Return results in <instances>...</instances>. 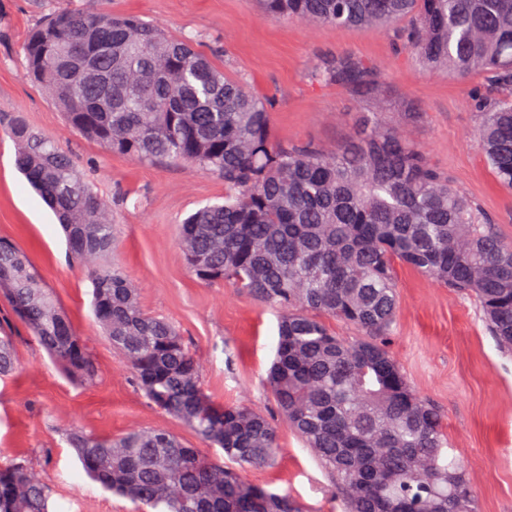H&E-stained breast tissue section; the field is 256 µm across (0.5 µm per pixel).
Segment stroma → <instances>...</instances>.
Instances as JSON below:
<instances>
[{
	"label": "stroma",
	"mask_w": 512,
	"mask_h": 512,
	"mask_svg": "<svg viewBox=\"0 0 512 512\" xmlns=\"http://www.w3.org/2000/svg\"><path fill=\"white\" fill-rule=\"evenodd\" d=\"M87 0H0V239L13 242L55 296L96 368L85 384L65 376L31 327L0 291V331L12 336L13 376L0 378V464L24 462L52 489L58 512H141L103 492L82 472L65 441L76 427L98 436L165 428L189 446L202 442L140 390L91 311V283L69 255L53 212L15 166L7 121L28 124L68 152L114 220L115 259L142 308L174 323L202 366L217 403L243 402L278 429L275 464L244 471L251 484L285 493L303 512H346L333 481L287 428L266 386L279 317L229 284H208L190 271L177 236L192 212L224 200L220 176L184 161L142 162L111 153L72 131L47 91L23 76L29 31L50 9H83ZM179 38L189 37L225 74L270 105V137L331 151L352 136L365 112L402 127L430 164L474 199L512 241V191L500 188L479 149L472 94L491 93L484 73L466 79L429 72L396 32L262 17L254 0H105ZM351 55L372 65L381 95L372 100L311 78L318 60ZM398 309L388 341L416 392L443 415L451 455L460 458L480 512H512V353L486 332L477 304L404 264H396Z\"/></svg>",
	"instance_id": "obj_1"
}]
</instances>
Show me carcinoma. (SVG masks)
<instances>
[{
	"instance_id": "cac0c4a2",
	"label": "carcinoma",
	"mask_w": 512,
	"mask_h": 512,
	"mask_svg": "<svg viewBox=\"0 0 512 512\" xmlns=\"http://www.w3.org/2000/svg\"><path fill=\"white\" fill-rule=\"evenodd\" d=\"M97 6L55 8L28 34L24 77L48 91L68 125L144 162L181 160L224 178V202L179 225L190 268L281 312L266 383L286 425L332 474L349 512H478L448 453L442 416L410 385L387 340L398 298L395 262L476 300L498 347L512 351V242L480 206L376 112L336 151L274 143L267 102L187 40ZM267 17L369 28L412 19L406 48L430 69L484 72L473 95L476 137L512 191V0H257ZM319 84L374 98L376 70L350 55L319 60ZM15 165L55 213L71 254L108 257L113 226L61 148L23 115L9 121ZM92 311L160 409L237 464L189 448L162 428L119 438L67 433L84 474L148 512H302L239 469L272 465L278 431L262 413L213 402L177 328L141 307L115 265L91 267ZM0 287L51 359L85 383L87 349L19 248L0 240ZM332 318L361 331L349 342ZM0 336V376L15 371ZM47 483L22 462L0 466V512H50Z\"/></svg>"
}]
</instances>
